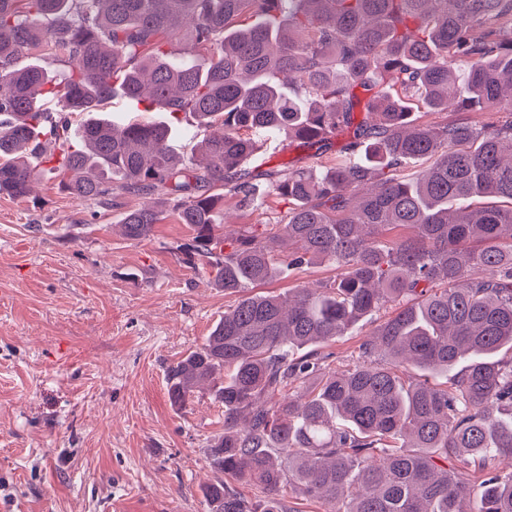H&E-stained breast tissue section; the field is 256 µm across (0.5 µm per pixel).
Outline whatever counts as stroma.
Listing matches in <instances>:
<instances>
[{
  "label": "stroma",
  "instance_id": "1",
  "mask_svg": "<svg viewBox=\"0 0 512 512\" xmlns=\"http://www.w3.org/2000/svg\"><path fill=\"white\" fill-rule=\"evenodd\" d=\"M118 121L170 118L115 96ZM173 119V118H170ZM172 146L191 153L204 129L178 114ZM224 231L271 237L287 206L224 203ZM122 207L79 201L43 177L25 199L0 195V512H208V450L224 409L208 389L172 406L168 368L200 346L234 296L211 270L188 268L185 225L165 214L150 236L121 232ZM380 317L331 342L354 366Z\"/></svg>",
  "mask_w": 512,
  "mask_h": 512
}]
</instances>
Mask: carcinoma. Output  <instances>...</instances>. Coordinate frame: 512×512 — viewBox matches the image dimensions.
<instances>
[{"label":"carcinoma","mask_w":512,"mask_h":512,"mask_svg":"<svg viewBox=\"0 0 512 512\" xmlns=\"http://www.w3.org/2000/svg\"><path fill=\"white\" fill-rule=\"evenodd\" d=\"M117 94L216 131L180 156L167 122L96 116ZM451 103L506 116L418 120ZM280 133L324 162L250 166ZM44 174L80 201L151 199L124 213L133 241L170 208L183 263L238 295L167 372L173 406L203 385L224 406L209 512H295L293 492L328 512H512V470L492 466L512 467V0H0V195ZM271 194L287 223L224 253V198ZM318 263L336 280L247 293ZM388 306L362 363L326 364Z\"/></svg>","instance_id":"obj_1"}]
</instances>
